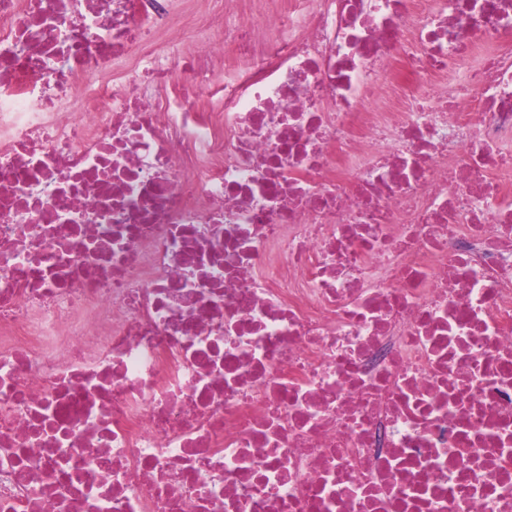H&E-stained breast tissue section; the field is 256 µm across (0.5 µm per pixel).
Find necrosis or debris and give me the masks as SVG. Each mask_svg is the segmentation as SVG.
<instances>
[{
    "mask_svg": "<svg viewBox=\"0 0 512 512\" xmlns=\"http://www.w3.org/2000/svg\"><path fill=\"white\" fill-rule=\"evenodd\" d=\"M169 2L0 0V512H512V0ZM171 24L177 31L180 40L181 54L189 57L193 54L200 34H209L215 38H223L224 32L210 29L204 25L210 0H173Z\"/></svg>",
    "mask_w": 512,
    "mask_h": 512,
    "instance_id": "necrosis-or-debris-1",
    "label": "necrosis or debris"
}]
</instances>
